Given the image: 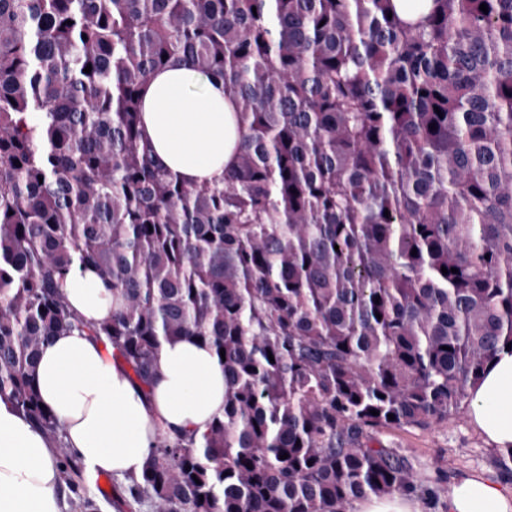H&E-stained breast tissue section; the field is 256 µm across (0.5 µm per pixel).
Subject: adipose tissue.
<instances>
[{"instance_id": "obj_1", "label": "adipose tissue", "mask_w": 512, "mask_h": 512, "mask_svg": "<svg viewBox=\"0 0 512 512\" xmlns=\"http://www.w3.org/2000/svg\"><path fill=\"white\" fill-rule=\"evenodd\" d=\"M157 162L190 183L220 181L236 160L240 132L221 78L171 62L143 91V126ZM71 309L86 322L111 316L97 276L65 283ZM36 382L57 415L63 441L90 471L140 476L159 435L203 432L224 413V369L193 339L164 343L155 374L142 385L85 331L56 336L39 356ZM468 417L494 448L512 447V354L501 353L471 387ZM51 443L0 401V512H62ZM446 512H512V488L471 474L456 480Z\"/></svg>"}]
</instances>
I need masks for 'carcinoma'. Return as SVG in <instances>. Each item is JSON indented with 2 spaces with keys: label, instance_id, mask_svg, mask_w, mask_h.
<instances>
[{
  "label": "carcinoma",
  "instance_id": "carcinoma-1",
  "mask_svg": "<svg viewBox=\"0 0 512 512\" xmlns=\"http://www.w3.org/2000/svg\"><path fill=\"white\" fill-rule=\"evenodd\" d=\"M174 59L233 96L220 183L143 136ZM78 269L112 316L71 310ZM75 328L142 384L183 337L224 368V414L130 479L154 512L438 500L377 434L448 421L512 344V0H0V399L68 484L36 369Z\"/></svg>",
  "mask_w": 512,
  "mask_h": 512
}]
</instances>
